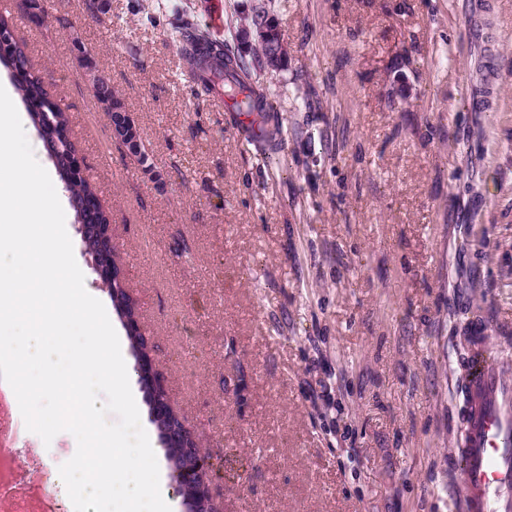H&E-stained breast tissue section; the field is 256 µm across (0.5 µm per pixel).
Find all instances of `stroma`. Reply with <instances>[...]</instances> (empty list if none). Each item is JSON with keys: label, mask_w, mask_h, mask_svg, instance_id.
<instances>
[{"label": "stroma", "mask_w": 512, "mask_h": 512, "mask_svg": "<svg viewBox=\"0 0 512 512\" xmlns=\"http://www.w3.org/2000/svg\"><path fill=\"white\" fill-rule=\"evenodd\" d=\"M24 0L0 7L67 106L172 407L217 455L222 512H459L455 381L476 323L512 368V0ZM288 44L270 161L196 100L183 20ZM95 70L75 60L76 46ZM103 76L146 164L112 138ZM22 458L73 456L0 429Z\"/></svg>", "instance_id": "obj_1"}]
</instances>
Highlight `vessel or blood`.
<instances>
[{
	"instance_id": "1",
	"label": "vessel or blood",
	"mask_w": 512,
	"mask_h": 512,
	"mask_svg": "<svg viewBox=\"0 0 512 512\" xmlns=\"http://www.w3.org/2000/svg\"><path fill=\"white\" fill-rule=\"evenodd\" d=\"M461 391L468 403L456 454L462 512H512V378L481 324L464 361Z\"/></svg>"
}]
</instances>
